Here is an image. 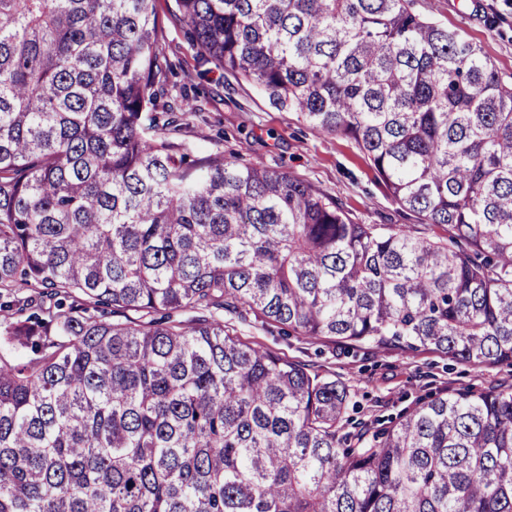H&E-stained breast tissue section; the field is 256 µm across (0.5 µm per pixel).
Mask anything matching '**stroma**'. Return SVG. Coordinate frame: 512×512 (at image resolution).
Returning a JSON list of instances; mask_svg holds the SVG:
<instances>
[{"mask_svg": "<svg viewBox=\"0 0 512 512\" xmlns=\"http://www.w3.org/2000/svg\"><path fill=\"white\" fill-rule=\"evenodd\" d=\"M413 8L480 45L500 76L512 81V0H413ZM164 47L180 63L177 77L187 81L196 108L180 134L196 153L218 149L248 165L292 173L335 198L352 223L402 224L418 237L442 235L441 227L419 223L392 201L370 159L353 141L322 133L297 113L275 110L251 84L231 77L221 82L213 72L197 76L193 52L179 26H166ZM224 323L243 340L349 385L353 428L369 435L425 397L512 385V365L507 363L478 368L432 352L351 348L288 336L237 315L225 316Z\"/></svg>", "mask_w": 512, "mask_h": 512, "instance_id": "35a3bbf8", "label": "stroma"}]
</instances>
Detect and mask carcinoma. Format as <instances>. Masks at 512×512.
Wrapping results in <instances>:
<instances>
[{
    "label": "carcinoma",
    "mask_w": 512,
    "mask_h": 512,
    "mask_svg": "<svg viewBox=\"0 0 512 512\" xmlns=\"http://www.w3.org/2000/svg\"><path fill=\"white\" fill-rule=\"evenodd\" d=\"M167 10L447 236L194 154L156 0H0V512H512V389L367 441L344 382L224 329L512 364V84L412 0Z\"/></svg>",
    "instance_id": "obj_1"
}]
</instances>
